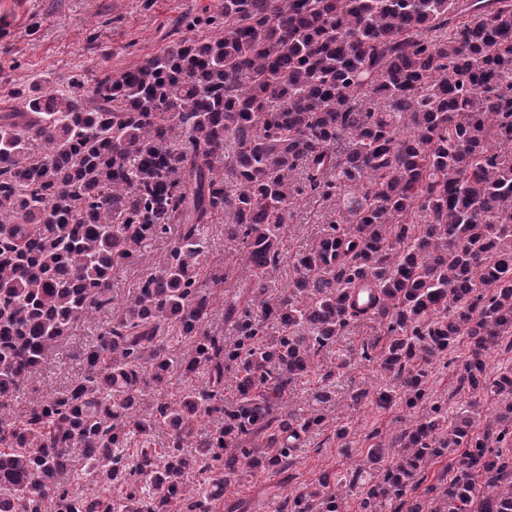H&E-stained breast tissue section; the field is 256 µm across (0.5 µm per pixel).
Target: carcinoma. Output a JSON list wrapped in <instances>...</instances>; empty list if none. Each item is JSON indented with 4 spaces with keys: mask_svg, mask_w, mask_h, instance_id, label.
<instances>
[{
    "mask_svg": "<svg viewBox=\"0 0 512 512\" xmlns=\"http://www.w3.org/2000/svg\"><path fill=\"white\" fill-rule=\"evenodd\" d=\"M188 26L222 31L0 108V512H212L238 476L291 470L312 434L350 456L356 430L322 411L334 373L305 409L288 392L366 320L381 332L359 357L382 382L348 400L413 418L373 426L362 462L279 512H512V0H224ZM301 200L336 217L281 286ZM221 218L235 271L207 264ZM173 228L117 301L113 269ZM234 273L245 298L218 292ZM218 298L229 341L208 327ZM94 309L112 317L83 375L3 413ZM463 348L451 413L430 380ZM175 371L189 386L140 414Z\"/></svg>",
    "mask_w": 512,
    "mask_h": 512,
    "instance_id": "carcinoma-1",
    "label": "carcinoma"
}]
</instances>
